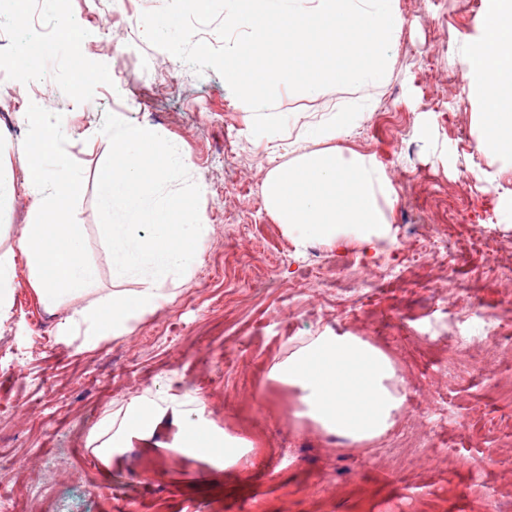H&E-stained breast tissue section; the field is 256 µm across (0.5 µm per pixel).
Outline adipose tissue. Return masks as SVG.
Masks as SVG:
<instances>
[{
  "label": "adipose tissue",
  "mask_w": 512,
  "mask_h": 512,
  "mask_svg": "<svg viewBox=\"0 0 512 512\" xmlns=\"http://www.w3.org/2000/svg\"><path fill=\"white\" fill-rule=\"evenodd\" d=\"M460 65L479 104V152L512 158V0H486L480 37L466 46ZM267 211L302 237L334 244L341 235L371 244L381 240L396 202L385 169L374 159L327 148L273 167L263 184ZM272 380L287 386L296 417L327 436L361 447L385 436L404 402L393 359L376 344L345 332L314 336L275 364ZM187 410L166 409L145 396L129 400L120 419L104 417L93 433L102 457L132 440L150 442L164 418L177 428L176 451L237 466L250 449L240 438L219 436L190 422Z\"/></svg>",
  "instance_id": "1"
}]
</instances>
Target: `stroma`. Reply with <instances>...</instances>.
<instances>
[{
	"label": "stroma",
	"instance_id": "35a3bbf8",
	"mask_svg": "<svg viewBox=\"0 0 512 512\" xmlns=\"http://www.w3.org/2000/svg\"><path fill=\"white\" fill-rule=\"evenodd\" d=\"M164 3L129 0L128 15ZM398 7L405 24L392 78L352 135L335 142L376 159L396 188L392 222L374 249L304 243L278 224L261 187L274 163L294 155L271 156L252 133V112L213 69L196 75L144 39L114 47L128 15L104 18L108 36L89 39L81 0H67L63 19L42 0L39 27L0 46V64L28 46L52 49L38 69L17 72L11 97L20 109L33 102L62 114L66 152L83 169L75 218L99 273L86 302L137 287L113 279L100 228L105 114L153 125L180 147L208 226L187 281L129 335L93 348L57 340L74 303L45 309L16 259L11 316L0 322V341L17 354L0 361V495L13 497L14 512H28L26 487L50 459L58 467L48 512H512V163L477 151L478 104L459 62L465 40L480 34L481 12L469 0ZM56 27L83 38L46 36ZM148 66L154 76L140 82ZM348 97L333 87L311 98L283 89L273 110L320 116ZM26 133L18 116L0 118V177L19 190ZM411 224L419 237L446 240L453 285L432 256L404 262ZM346 255L358 287L341 275L335 287L320 286L314 257L332 268ZM172 322L183 324L185 341L162 339ZM326 331L377 344L397 367L405 400L396 424L362 450L297 419L287 389L268 378L294 341ZM136 395L194 397L192 421L254 448L228 470L137 442L103 463L90 434ZM477 477L483 490L471 486Z\"/></svg>",
	"mask_w": 512,
	"mask_h": 512
}]
</instances>
